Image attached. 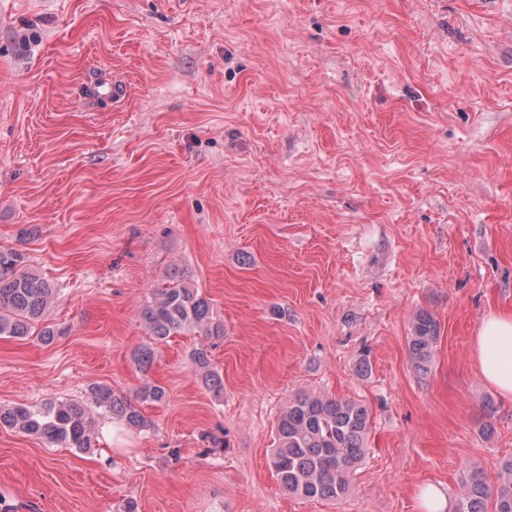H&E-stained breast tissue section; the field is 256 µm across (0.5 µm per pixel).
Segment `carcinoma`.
I'll return each mask as SVG.
<instances>
[{
	"label": "carcinoma",
	"instance_id": "obj_1",
	"mask_svg": "<svg viewBox=\"0 0 512 512\" xmlns=\"http://www.w3.org/2000/svg\"><path fill=\"white\" fill-rule=\"evenodd\" d=\"M58 288L29 264L24 253L0 247V336H34L45 345L64 334L60 327L44 323ZM151 343L133 355L137 368L148 374L157 348L181 331L192 330L205 339L224 336V322L195 285L174 273L152 291V301L142 310ZM440 338L435 318L421 312L414 318L408 349L414 368L428 372ZM189 358L204 388L219 399L224 380L212 362L211 351L202 343ZM92 403L123 420L134 430L150 422L140 405L167 400V388L145 381L130 398L108 386L90 389ZM372 411L362 400L329 394L301 393L288 401L277 419L276 447L269 467L286 492L309 499L336 501L349 494L351 476L369 450ZM0 427L36 437L50 445L64 444L79 452L94 447L95 437L83 403L49 398L34 406H0ZM457 512H512V457L503 460L497 482L483 472L469 469L461 480Z\"/></svg>",
	"mask_w": 512,
	"mask_h": 512
}]
</instances>
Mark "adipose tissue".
I'll list each match as a JSON object with an SVG mask.
<instances>
[{
  "instance_id": "obj_1",
  "label": "adipose tissue",
  "mask_w": 512,
  "mask_h": 512,
  "mask_svg": "<svg viewBox=\"0 0 512 512\" xmlns=\"http://www.w3.org/2000/svg\"><path fill=\"white\" fill-rule=\"evenodd\" d=\"M473 354L483 378L512 400V310H493L473 339Z\"/></svg>"
}]
</instances>
